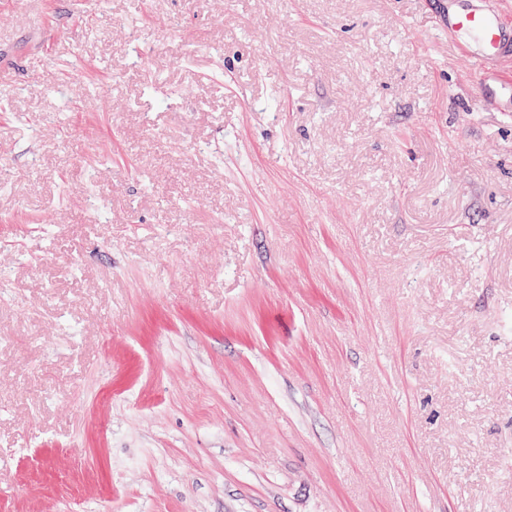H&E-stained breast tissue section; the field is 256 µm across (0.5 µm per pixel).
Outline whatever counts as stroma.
Segmentation results:
<instances>
[{"label":"stroma","mask_w":512,"mask_h":512,"mask_svg":"<svg viewBox=\"0 0 512 512\" xmlns=\"http://www.w3.org/2000/svg\"><path fill=\"white\" fill-rule=\"evenodd\" d=\"M442 0H0V512H512V112Z\"/></svg>","instance_id":"35a3bbf8"}]
</instances>
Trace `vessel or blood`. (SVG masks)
<instances>
[{
    "label": "vessel or blood",
    "mask_w": 512,
    "mask_h": 512,
    "mask_svg": "<svg viewBox=\"0 0 512 512\" xmlns=\"http://www.w3.org/2000/svg\"><path fill=\"white\" fill-rule=\"evenodd\" d=\"M435 25L468 57L480 101L501 100L503 87L512 88V13L497 0H449Z\"/></svg>",
    "instance_id": "obj_1"
}]
</instances>
